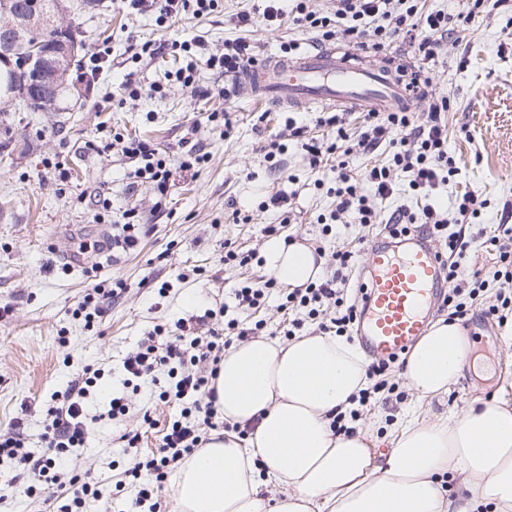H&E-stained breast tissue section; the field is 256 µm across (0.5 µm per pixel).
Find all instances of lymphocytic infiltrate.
I'll return each mask as SVG.
<instances>
[{
    "instance_id": "f902f5d3",
    "label": "lymphocytic infiltrate",
    "mask_w": 512,
    "mask_h": 512,
    "mask_svg": "<svg viewBox=\"0 0 512 512\" xmlns=\"http://www.w3.org/2000/svg\"><path fill=\"white\" fill-rule=\"evenodd\" d=\"M216 2L122 0L126 13H151L162 24L187 11L205 17L214 10ZM506 3L507 0H471L467 11L451 17L441 11L422 12L419 0H336L333 9L327 12L314 10L310 0H296L293 20L299 27L315 33L318 39L344 37L372 52L385 49L405 34L414 41L419 58L429 62L435 59L443 40L468 31L476 14L492 13ZM177 48L192 56L176 73L178 80L188 87L196 83L198 63L223 70L229 76L244 69L256 57L253 45L241 39L225 42L219 53L210 51L197 39L178 43ZM449 109L448 99L439 97L423 119L406 111L367 112L360 131L352 134L341 125L338 116L325 118V125L336 130L335 141H310L303 145L312 170L320 169L325 156L336 157V178L333 186L327 187L336 199V207L329 214L320 215L318 222L326 237L332 235L334 226L346 215L365 228L384 223L388 233L394 236L417 230L427 232L444 243L441 252L444 278L452 288L443 294L441 306L447 309L449 317L463 318L472 311L475 301L491 289L495 292L494 301L485 307L484 313L503 322L512 311V224L479 223L484 203L471 192L457 198L451 216L431 202L439 184L458 173L455 159L448 151V127L442 120ZM384 143L389 146L386 165L362 171L354 168L357 156L373 152ZM121 151L134 165L132 178L151 183L159 197H166L173 181L168 157L154 144L135 138L122 140ZM401 174L407 175L408 187L418 204L413 209L400 207L389 219H382L378 204L393 195L396 179ZM363 181L371 185L372 195L359 193ZM453 222L458 225L454 231L449 228ZM473 250L489 255L493 263L491 278H484L478 269L464 272L463 263ZM359 252L356 246L337 247L332 255L334 272L306 287L288 288L272 276L259 281L247 279L236 285L235 298L239 307L249 311L260 308L271 297H280L282 309L290 315L280 334L289 339L299 335L308 320L316 322L322 333L348 335L356 326L359 312V290L352 281ZM124 289L125 284L119 279L95 284L77 303L74 316L81 318L86 327H93ZM216 316V311L209 309L189 326L181 322L172 329L154 326L123 361L125 372L133 380L167 370L168 381L158 398L180 407L178 415L166 423L156 448L150 453L138 454L139 433L127 431L118 437L125 452L136 455L133 466L115 484L117 491L132 490L129 512H163L160 491L170 473L184 457L201 447L209 431L220 424L211 382L218 375L225 351L234 342L266 331V324L261 320L245 327L232 318L219 326L215 323ZM393 368L390 359L371 363L367 376L373 382L372 388L360 392L357 409L346 416L336 415L333 427L341 430L346 422H358L361 406L394 391ZM104 375V369L86 366L65 391L52 394L45 410L43 451L27 450L22 434L16 430L0 432V460H10L16 468L15 475L8 478L9 483L20 486L30 498L52 497L55 512H86L87 505L101 497V484L95 475L68 470L67 464L75 450L86 444L90 423L85 400Z\"/></svg>"
}]
</instances>
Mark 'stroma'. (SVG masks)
I'll return each instance as SVG.
<instances>
[{"instance_id":"1","label":"stroma","mask_w":512,"mask_h":512,"mask_svg":"<svg viewBox=\"0 0 512 512\" xmlns=\"http://www.w3.org/2000/svg\"><path fill=\"white\" fill-rule=\"evenodd\" d=\"M103 8L80 16L91 47L108 45L112 65L97 76L82 111L54 116L46 112H14L8 121L13 139L0 148V306H10L0 318V430L22 421L28 448L42 446V415L52 393L64 389L85 366L104 368L101 388L86 399L94 417L83 448L70 465L96 475L103 496L88 512H123L124 501L113 499L112 487L122 479L133 459L116 440L123 431L142 435L141 449L156 440L177 408L157 398L156 380L126 385L124 357L133 351L154 325H174L227 307L229 317L250 320L238 311L232 294L243 279L265 276L264 266L224 265L225 243L243 250H261L262 228L282 222L280 210L260 209L274 193L287 196L291 222L286 231L300 242L323 245L333 252L337 243L376 244L379 229L345 221L337 238L321 235L319 215L329 213L336 199L316 189L304 151L288 129L303 126L305 138L331 139L335 128L320 125L324 108L281 109L238 94L233 80L199 66L198 93H190L175 78L184 56L168 51L172 42L191 38L223 49L226 41L243 39L264 56L280 54V46L294 41L298 49L316 45L314 34L297 28L291 18L271 26L263 17V0H222L216 13L199 19L184 14L158 26L154 15H130L117 0H102ZM248 15V25L238 22ZM512 11L476 14L459 40L443 41L434 63H417L414 47L395 40L387 49L395 64L414 61L424 93L412 110L426 116L436 97L450 100L446 112L448 151L459 168L455 179L440 185L437 201L452 210L457 196L472 192L483 199L481 223H502L504 204L512 205V31L506 23ZM153 42V56L131 61L133 44ZM142 87L140 97L105 101V94L124 81ZM158 86L149 94L150 86ZM227 115L232 128L223 132L213 115ZM150 141L179 163L189 148L208 156L199 169L175 176L162 210H154L156 193L147 183L128 175L130 163L121 154H99L87 149L90 141L112 135ZM286 147L279 168L264 160L271 144ZM60 170L45 168V161ZM108 199L103 223L93 220L90 196ZM138 211L147 226L136 250L119 247L95 255L94 265L73 266L67 256L84 239L120 236L129 211ZM123 280L126 290L96 325L86 330L72 316L76 303L95 280ZM472 360L466 361L456 387L445 399L448 411L476 398L494 394L499 376L512 370V347L506 346L497 321L480 311L465 321ZM66 337H59V330ZM125 394L131 409L125 420L98 422L111 392ZM152 424H144L143 413Z\"/></svg>"}]
</instances>
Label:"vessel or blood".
<instances>
[{
	"instance_id": "obj_1",
	"label": "vessel or blood",
	"mask_w": 512,
	"mask_h": 512,
	"mask_svg": "<svg viewBox=\"0 0 512 512\" xmlns=\"http://www.w3.org/2000/svg\"><path fill=\"white\" fill-rule=\"evenodd\" d=\"M253 100L298 109L321 105L343 111L384 112L408 106L411 87L386 66H367L350 53L314 47L295 57L268 56L238 78ZM367 298L357 333L366 350L388 358L424 335L443 284L430 240L413 237L404 247L376 245L365 254Z\"/></svg>"
}]
</instances>
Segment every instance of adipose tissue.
<instances>
[{"label": "adipose tissue", "instance_id": "1", "mask_svg": "<svg viewBox=\"0 0 512 512\" xmlns=\"http://www.w3.org/2000/svg\"><path fill=\"white\" fill-rule=\"evenodd\" d=\"M263 258L291 288L322 274L321 259L297 241L269 238ZM468 353L458 319L419 337L400 376L424 409L402 416L378 454L366 430L330 427L367 385L354 346L325 334L233 344L213 383L225 427L179 465L171 512H512V378L460 411L431 409Z\"/></svg>", "mask_w": 512, "mask_h": 512}]
</instances>
